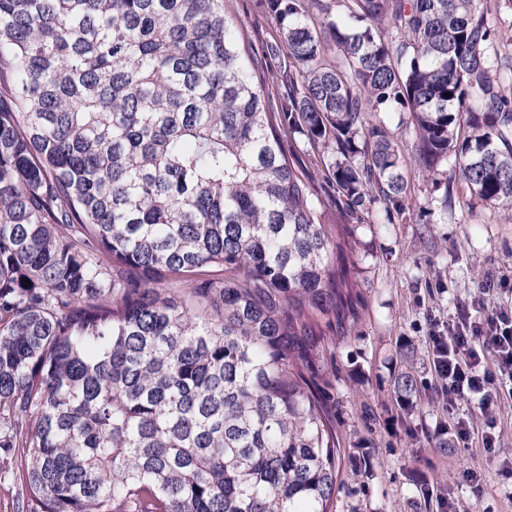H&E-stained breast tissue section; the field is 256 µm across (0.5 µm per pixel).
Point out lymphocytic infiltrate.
<instances>
[{"mask_svg": "<svg viewBox=\"0 0 512 512\" xmlns=\"http://www.w3.org/2000/svg\"><path fill=\"white\" fill-rule=\"evenodd\" d=\"M429 345L441 392L455 414L451 429L459 446L476 441L483 449L494 448L493 426L478 429L456 411L466 401L481 415H489L500 388L512 383V312L500 310L482 318L461 312L457 321L431 331Z\"/></svg>", "mask_w": 512, "mask_h": 512, "instance_id": "f902f5d3", "label": "lymphocytic infiltrate"}]
</instances>
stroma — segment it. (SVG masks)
Segmentation results:
<instances>
[{
    "mask_svg": "<svg viewBox=\"0 0 512 512\" xmlns=\"http://www.w3.org/2000/svg\"><path fill=\"white\" fill-rule=\"evenodd\" d=\"M225 7L243 24L255 67L266 68L261 46L272 23L260 0H226ZM406 121L400 112L387 115L406 159L411 209L390 224L374 207L352 239L362 305L329 373L340 439L333 512H441L437 499L422 498L424 487L449 493L458 512H512V480L500 472L512 457V396L501 397L495 452L439 447L448 412L428 341L431 319L448 321L486 281L512 276V219L482 201L463 203L452 165L422 175ZM400 372L418 385L408 409L394 393ZM467 468L484 475L481 491L463 478Z\"/></svg>",
    "mask_w": 512,
    "mask_h": 512,
    "instance_id": "stroma-1",
    "label": "stroma"
}]
</instances>
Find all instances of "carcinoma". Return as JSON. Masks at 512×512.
Masks as SVG:
<instances>
[{
	"mask_svg": "<svg viewBox=\"0 0 512 512\" xmlns=\"http://www.w3.org/2000/svg\"><path fill=\"white\" fill-rule=\"evenodd\" d=\"M343 10L336 16V7ZM0 0V491L14 512H331L354 220L421 171L512 216L495 0ZM397 399L417 384L400 372ZM225 7L229 15L243 24L252 48L255 67L266 70L270 60L262 55L261 46L268 37L273 23L266 19L261 2L259 0H226Z\"/></svg>",
	"mask_w": 512,
	"mask_h": 512,
	"instance_id": "carcinoma-1",
	"label": "carcinoma"
}]
</instances>
